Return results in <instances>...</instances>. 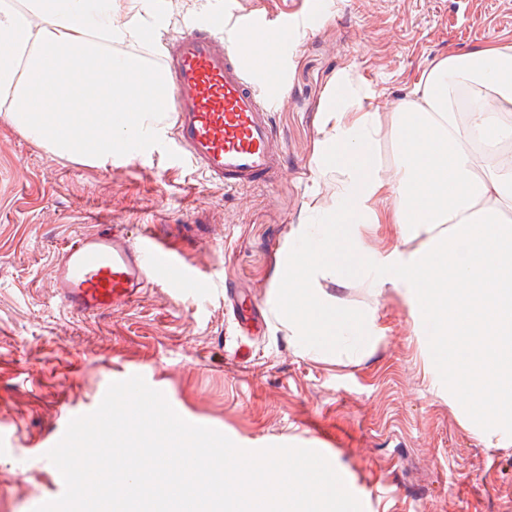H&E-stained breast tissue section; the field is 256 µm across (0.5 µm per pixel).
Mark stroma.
I'll list each match as a JSON object with an SVG mask.
<instances>
[{
	"label": "stroma",
	"instance_id": "35a3bbf8",
	"mask_svg": "<svg viewBox=\"0 0 512 512\" xmlns=\"http://www.w3.org/2000/svg\"><path fill=\"white\" fill-rule=\"evenodd\" d=\"M221 0H146L117 25L151 29L117 54L159 56L180 22H206ZM512 42V0H325L282 52L276 133L286 157L273 183L244 190L209 182L176 153L170 118L133 159L60 156L0 112V512H33L61 496L39 453L73 413L94 411L125 374H140L188 422L238 446L311 448L335 461L363 512H512V445L490 448L433 390L431 354L407 298L377 287L394 242L387 225L351 227L372 265L345 284L326 279L338 308L376 317L368 351L302 352L277 317L288 247L298 225L336 205L341 175L322 163L323 109L340 77L363 87L381 131V169L393 170L389 108L451 51ZM151 225L184 265L206 256L209 285L187 294L157 277L133 308L85 317L54 298L59 249L104 223Z\"/></svg>",
	"mask_w": 512,
	"mask_h": 512
}]
</instances>
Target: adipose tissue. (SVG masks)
Wrapping results in <instances>:
<instances>
[{
	"mask_svg": "<svg viewBox=\"0 0 512 512\" xmlns=\"http://www.w3.org/2000/svg\"><path fill=\"white\" fill-rule=\"evenodd\" d=\"M140 0H21L0 4V96L12 123L59 155L108 160L149 145L150 124L167 94L164 74L139 56L115 58L104 38L119 6ZM46 25H38V18ZM352 89L330 97L323 125L325 165L344 180L318 228L299 225L288 251L287 288L277 305L306 351L361 352L379 339L374 323L339 312L314 288L340 277L339 257L352 247L339 229L369 224V203L392 201L399 241L380 285L403 292L416 329L432 350L431 373L447 387L463 425L487 447L512 445V163L484 162L512 152V44L489 41L452 52L423 72L394 110L396 169L364 170L351 158L371 151L380 128Z\"/></svg>",
	"mask_w": 512,
	"mask_h": 512,
	"instance_id": "ef3b65f1",
	"label": "adipose tissue"
}]
</instances>
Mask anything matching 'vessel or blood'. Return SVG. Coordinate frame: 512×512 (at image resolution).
Listing matches in <instances>:
<instances>
[{
    "label": "vessel or blood",
    "mask_w": 512,
    "mask_h": 512,
    "mask_svg": "<svg viewBox=\"0 0 512 512\" xmlns=\"http://www.w3.org/2000/svg\"><path fill=\"white\" fill-rule=\"evenodd\" d=\"M291 20L261 13L243 15L223 7L208 23L188 22L164 45L161 70L168 82L165 110L181 156L227 189L275 180L283 170L272 120L275 102L257 85L258 55L267 44L282 46ZM262 33L253 50L237 47L241 32ZM189 290L206 285V273L181 263L174 249L127 226L103 224L76 235L58 253L54 287L74 314L129 308L155 275Z\"/></svg>",
    "instance_id": "b4317fda"
}]
</instances>
